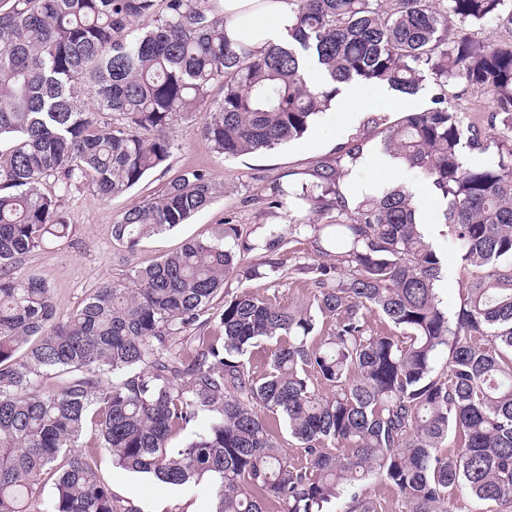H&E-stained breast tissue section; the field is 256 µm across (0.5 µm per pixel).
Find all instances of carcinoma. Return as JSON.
Instances as JSON below:
<instances>
[{
    "mask_svg": "<svg viewBox=\"0 0 512 512\" xmlns=\"http://www.w3.org/2000/svg\"><path fill=\"white\" fill-rule=\"evenodd\" d=\"M281 45L229 41L211 0H10L0 8V512H32L54 471L49 512H132L104 484L93 449H76L89 413L120 468L182 486L213 478L211 512H376L365 482L380 478L406 512H453V494L512 512V41L478 39L493 21L512 30V0H285ZM322 71L319 85L308 70ZM487 90L494 107L463 126L443 96L434 107L367 124L387 153L428 179L443 202L448 245L469 275L460 305L439 298L441 259L403 188L357 196L344 181L366 138L357 134L311 180L273 187L268 207L333 212L298 219L334 265L312 274L308 307L242 292L224 300L220 334L193 355L171 340L191 332L235 254L204 238L104 283L65 320L51 288L13 265L67 236L60 203L73 190L122 194L169 160L168 130L200 118L227 158L301 138L336 84L414 95L427 79ZM224 95L204 111L210 89ZM495 147L476 165L465 151ZM49 182L53 191L43 193ZM207 173L186 170L113 224L130 250L209 206ZM395 332H369L367 313ZM334 319L315 335L316 318ZM275 342L266 371L244 361ZM445 361L438 366L439 361ZM121 375L113 381L112 376ZM55 375L50 391L42 379ZM208 430L178 451L173 430L199 414ZM300 443L293 462L266 413ZM454 434L456 449L444 445Z\"/></svg>",
    "mask_w": 512,
    "mask_h": 512,
    "instance_id": "cac0c4a2",
    "label": "carcinoma"
}]
</instances>
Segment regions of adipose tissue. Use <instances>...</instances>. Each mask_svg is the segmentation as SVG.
I'll return each mask as SVG.
<instances>
[{
	"label": "adipose tissue",
	"instance_id": "ef3b65f1",
	"mask_svg": "<svg viewBox=\"0 0 512 512\" xmlns=\"http://www.w3.org/2000/svg\"><path fill=\"white\" fill-rule=\"evenodd\" d=\"M216 13L228 18L226 33L230 39H247L256 48L281 43L292 23V13L286 0H213ZM370 94L372 106L377 110L393 111L411 108L410 98L392 96L386 88L367 87L349 82L341 84L332 106L333 112L345 111L353 98Z\"/></svg>",
	"mask_w": 512,
	"mask_h": 512
}]
</instances>
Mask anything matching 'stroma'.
<instances>
[{
    "mask_svg": "<svg viewBox=\"0 0 512 512\" xmlns=\"http://www.w3.org/2000/svg\"><path fill=\"white\" fill-rule=\"evenodd\" d=\"M370 111L368 99H356L344 115L318 114L299 140L230 159L214 151L200 135L196 122L178 121L169 131L174 148L167 167L149 172L125 193L106 199L87 190L69 194L61 203L62 215L69 226L68 237L29 254L15 265L13 273L20 279L31 276L46 279L56 314L64 319L101 284L125 278L132 266L154 262L191 238L204 236L223 241L226 247H236V240L222 236L224 225L229 222L237 225L242 238L254 246L253 251L242 254L243 264L271 259L280 262L281 267L263 280L227 278L223 296L215 299L206 314L208 323L201 328L200 338L185 343V351L193 352L201 347L203 337L218 333L224 295L249 291L286 306L308 304L313 288L300 269L317 263L319 257L306 236L294 238L274 253L261 249L265 235L287 234L292 220L287 209L269 208L267 197L273 185L285 186L303 180L317 162L333 156L341 143L362 130ZM188 169L208 173L217 189L212 204L183 224L141 239L135 251H128L113 238L112 226L126 211L160 194L171 179ZM439 209V203L429 204L425 232L443 258L444 278L439 297L453 310L460 303L462 281L455 254L448 245V228L439 221ZM93 436V431H86L82 442L94 446V461L100 477L133 512H151L158 502L163 503L164 512H210L211 479L189 487L160 485L149 475L113 467L109 450L95 445Z\"/></svg>",
    "mask_w": 512,
    "mask_h": 512,
    "instance_id": "1",
    "label": "stroma"
}]
</instances>
